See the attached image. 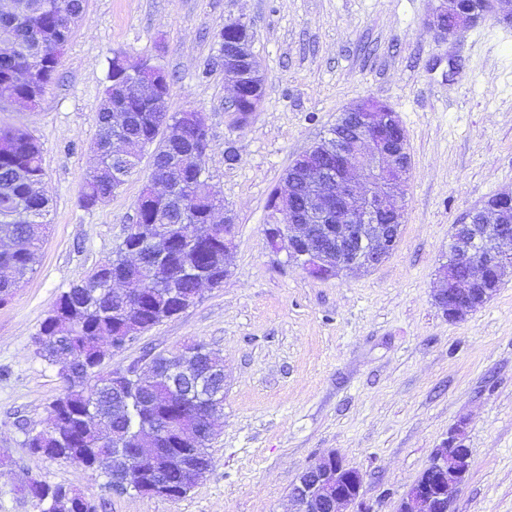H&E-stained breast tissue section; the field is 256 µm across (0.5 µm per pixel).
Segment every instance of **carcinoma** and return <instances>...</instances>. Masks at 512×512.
Returning <instances> with one entry per match:
<instances>
[{"instance_id":"1","label":"carcinoma","mask_w":512,"mask_h":512,"mask_svg":"<svg viewBox=\"0 0 512 512\" xmlns=\"http://www.w3.org/2000/svg\"><path fill=\"white\" fill-rule=\"evenodd\" d=\"M86 0H28V12L20 18H0V40L18 43L26 49L27 65L39 75L40 93L53 83L57 60L68 44L74 28L58 32L61 17L74 16L85 10ZM22 63L15 54L0 53V104L22 99L30 92L28 83L16 80ZM180 113L168 112V102L154 106L135 102L129 106L128 118L121 125L112 124V74H107L97 112V137L93 146L94 162L82 184L81 199L87 206L112 197L136 171L145 155L171 163L188 154L202 130H192L188 138L172 142L161 125L177 123ZM120 133L126 143V171L112 158V135ZM204 162L191 170L193 188L175 197L154 195L142 190L136 204V232L126 238L112 257L96 266L81 282L63 292L52 314L41 324L39 335L46 344L38 354L48 364L64 368L63 390L49 406L50 414L68 422L60 430L26 432L25 445L40 455L65 460L76 457L84 448H98L106 454L112 449L158 448L160 453L148 457V468L161 467L164 490L154 495L164 497L176 492L182 476L175 469L162 467L163 456L188 453L201 464L211 465L208 444L203 436L189 444L174 429L207 415L215 422L222 415L224 399L210 405L188 400L180 405L158 403L167 390L165 373L181 351L194 349L205 363H220V358L202 343L185 345L182 350L150 358L154 373L150 387H145L137 370L126 371L122 387L112 386V379L91 370L104 356L103 342L112 341L122 329L137 327L142 334L183 310L182 301L173 291L186 296L204 282L219 286L224 282V225L209 223L211 210L223 206V200L211 194L203 180H197ZM44 179L41 148L23 126H0V213H11L14 222L0 224V237L17 239L20 247L0 254V264L10 275L0 279V305L9 302L27 275L39 262L48 229L46 216L49 199L32 191L33 184ZM166 226L154 246L151 264L160 269L161 277L143 281L147 290L145 304L132 311L123 308L112 296V277H131L138 267L124 261L130 247L153 235L154 225ZM69 496V488L41 484L35 493L40 512H57L60 499Z\"/></svg>"}]
</instances>
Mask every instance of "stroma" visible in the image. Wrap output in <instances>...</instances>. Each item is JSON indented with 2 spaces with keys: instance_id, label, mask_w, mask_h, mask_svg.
Masks as SVG:
<instances>
[{
  "instance_id": "stroma-1",
  "label": "stroma",
  "mask_w": 512,
  "mask_h": 512,
  "mask_svg": "<svg viewBox=\"0 0 512 512\" xmlns=\"http://www.w3.org/2000/svg\"><path fill=\"white\" fill-rule=\"evenodd\" d=\"M439 0H88L57 78L34 111L0 121L38 140L50 198L40 261L0 305V512H39L30 481L78 489L99 512H288L302 472L339 453L362 472L372 512H396L435 448L463 426L473 463L454 512H512V277L448 321L434 304L452 226L512 191V25L488 18L460 39L426 27ZM248 25L265 76L239 119L217 66L219 32ZM175 77L168 107L204 114L203 178L234 217L230 273L198 302L110 350L105 367L201 342L224 359V415L212 463L184 497L127 490L31 454L62 389L35 339L58 296L111 257L135 221L149 160L105 203L85 206L109 60ZM364 97L397 112L413 166L396 250L376 267L308 277L267 242V202L288 167ZM234 153L236 162L226 160Z\"/></svg>"
}]
</instances>
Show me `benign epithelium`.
<instances>
[{"label": "benign epithelium", "mask_w": 512, "mask_h": 512, "mask_svg": "<svg viewBox=\"0 0 512 512\" xmlns=\"http://www.w3.org/2000/svg\"><path fill=\"white\" fill-rule=\"evenodd\" d=\"M27 0H0L1 16H17ZM495 17L512 22V0H480L467 10L462 0H444L427 20L426 27L440 39L460 36L470 27ZM224 80L233 88L230 108L244 116L257 111L263 101L264 76L257 69L247 25L231 21L220 38ZM115 89L122 101L167 99L166 82L159 67L145 61L132 68L124 57ZM412 168L403 126L396 112L372 98L351 104L330 131L294 161L270 201L273 230L267 234L272 251L288 252V259L309 276L329 279L382 263L394 251L405 222L404 210L395 204L403 194ZM182 163L153 168L154 186L175 192L186 186ZM355 169L367 172L368 184L360 191L350 181ZM512 193L502 192L474 207L453 226L451 247L455 263L440 269L442 287L434 301L450 321L483 307L512 276ZM467 268L466 273L459 268ZM195 359L183 358L170 369V391L177 397L212 399L221 394L224 370L214 365L197 374ZM112 457L125 460L119 470L124 482L143 473L144 456L120 449ZM176 462L184 484L194 486L207 468ZM472 464V450L464 445L458 427L435 449L427 467L402 499L397 512H453L458 485ZM362 474L348 467L335 453L323 457L298 478L290 497L294 512H372L361 501Z\"/></svg>", "instance_id": "1"}]
</instances>
